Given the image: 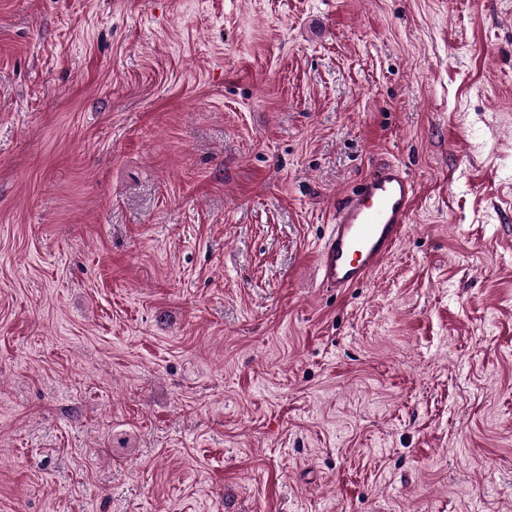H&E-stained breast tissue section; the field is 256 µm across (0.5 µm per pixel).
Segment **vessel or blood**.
I'll return each mask as SVG.
<instances>
[{"label":"vessel or blood","instance_id":"b4317fda","mask_svg":"<svg viewBox=\"0 0 512 512\" xmlns=\"http://www.w3.org/2000/svg\"><path fill=\"white\" fill-rule=\"evenodd\" d=\"M415 194L406 170L389 162L340 197L317 253L325 287L343 293L371 278L406 232Z\"/></svg>","mask_w":512,"mask_h":512}]
</instances>
